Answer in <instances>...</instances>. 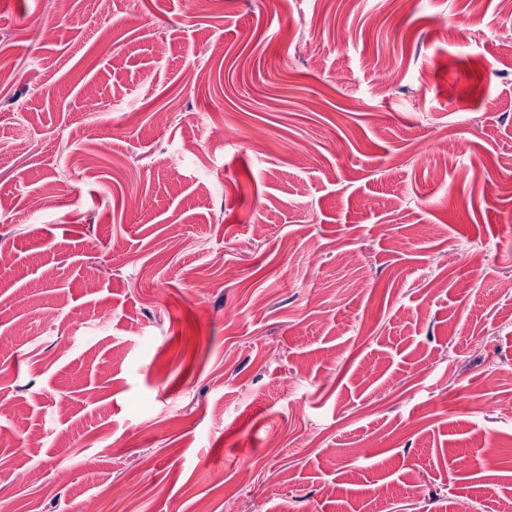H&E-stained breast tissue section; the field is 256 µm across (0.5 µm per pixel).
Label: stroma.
Masks as SVG:
<instances>
[{"instance_id": "obj_1", "label": "stroma", "mask_w": 512, "mask_h": 512, "mask_svg": "<svg viewBox=\"0 0 512 512\" xmlns=\"http://www.w3.org/2000/svg\"><path fill=\"white\" fill-rule=\"evenodd\" d=\"M0 68V512L512 496L506 0H7Z\"/></svg>"}]
</instances>
